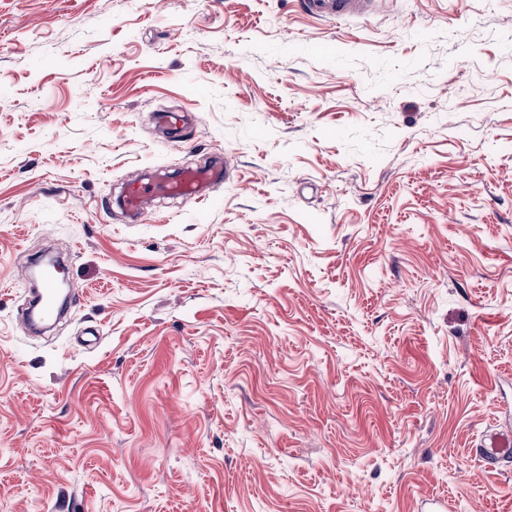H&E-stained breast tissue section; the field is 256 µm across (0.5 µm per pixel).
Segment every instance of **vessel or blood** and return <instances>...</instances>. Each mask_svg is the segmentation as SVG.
<instances>
[{
	"instance_id": "obj_1",
	"label": "vessel or blood",
	"mask_w": 512,
	"mask_h": 512,
	"mask_svg": "<svg viewBox=\"0 0 512 512\" xmlns=\"http://www.w3.org/2000/svg\"><path fill=\"white\" fill-rule=\"evenodd\" d=\"M373 5V0H302L303 9L327 20L356 16ZM232 167L219 170L212 167L181 169L176 175L159 174L151 179L135 178L125 184L124 204L133 213H141L147 200L170 196L197 197L210 182L232 175ZM59 280L57 268H45L41 275V289L37 304L42 316H53L56 306L55 288Z\"/></svg>"
}]
</instances>
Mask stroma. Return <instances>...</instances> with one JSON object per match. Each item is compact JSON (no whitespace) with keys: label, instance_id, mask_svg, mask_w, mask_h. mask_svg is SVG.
I'll return each mask as SVG.
<instances>
[{"label":"stroma","instance_id":"35a3bbf8","mask_svg":"<svg viewBox=\"0 0 512 512\" xmlns=\"http://www.w3.org/2000/svg\"><path fill=\"white\" fill-rule=\"evenodd\" d=\"M511 445L512 0H0V512H512ZM303 9L326 20L356 16L374 5L372 0H303ZM223 177V168L194 167L181 169L175 176L160 173L151 179H130L125 184L124 204L135 214H141L148 199L170 196L200 197L210 182ZM59 271L55 267H47L41 275V289L37 298L42 317H52L56 310L57 300L55 288L60 279Z\"/></svg>","mask_w":512,"mask_h":512}]
</instances>
